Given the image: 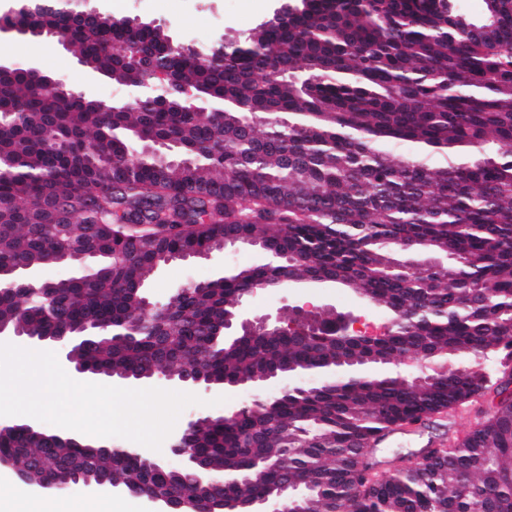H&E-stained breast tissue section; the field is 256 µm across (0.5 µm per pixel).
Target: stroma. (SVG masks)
I'll list each match as a JSON object with an SVG mask.
<instances>
[{"mask_svg":"<svg viewBox=\"0 0 512 512\" xmlns=\"http://www.w3.org/2000/svg\"><path fill=\"white\" fill-rule=\"evenodd\" d=\"M86 7L115 18L138 19L154 23L175 40L204 52L222 39H232L252 32L280 8L281 0H86ZM36 66L44 74L61 79L69 90L107 103L124 104L130 89L82 65L77 56L50 37L32 38L17 33L0 32V59ZM263 256L254 249L242 247L214 254L211 259L173 262L153 275L147 286L152 302L166 303L175 286L187 281L216 278L220 269L235 270L241 266L263 264ZM314 297L316 306L350 311L374 330L388 323L385 311L366 304L347 288L299 284L292 288H269L251 295L248 304L259 312H287L303 305L306 297ZM195 395L202 402L185 408L177 423L185 425L189 418L225 415L247 401L250 394L244 388L205 390L198 387ZM486 399L479 398L446 417L433 418L418 427H402L390 434L374 449L377 459L393 460L395 454H410L447 439L449 431L463 432L474 425L481 411L487 410ZM8 486L21 494L43 499L63 497L94 500L123 495L122 489L77 486L76 490L46 489L16 482L13 474L0 469V486ZM124 496V495H123Z\"/></svg>","mask_w":512,"mask_h":512,"instance_id":"35a3bbf8","label":"stroma"}]
</instances>
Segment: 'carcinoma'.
<instances>
[{
  "instance_id": "cac0c4a2",
  "label": "carcinoma",
  "mask_w": 512,
  "mask_h": 512,
  "mask_svg": "<svg viewBox=\"0 0 512 512\" xmlns=\"http://www.w3.org/2000/svg\"><path fill=\"white\" fill-rule=\"evenodd\" d=\"M485 2L472 20L449 0H366L356 10L304 0L287 24L203 55L174 51L159 27L16 19L68 32L78 60L113 81L167 76L176 86L165 102L107 112L96 99L0 77V265L34 271L70 252L80 269L0 290V324L37 339L112 325L107 339L73 350L75 364L103 378H177L201 357L205 377L237 382L286 368L324 373L350 358L466 355L473 365L422 383L391 374L292 387L242 418L206 420L192 445L223 484L216 493L191 471L40 430L0 433V456L20 469L40 463L60 490L80 471L86 485L104 479L131 495L216 494L215 512H249L285 483L302 485L307 512H512V370L489 387L481 369L512 346V0ZM186 90L224 97V111L183 110ZM143 137L172 145L173 162L134 151ZM398 141L415 151L385 149ZM92 149L112 163H89ZM430 153L445 163L432 166ZM226 238L259 239L282 258L202 288L180 284L166 310L142 307L164 256ZM424 249L446 262L397 269L398 253ZM263 283L350 288L386 311L388 331L367 339L327 314L310 335L224 344V318ZM485 395L492 410L451 446L379 473L373 449L393 429Z\"/></svg>"
}]
</instances>
